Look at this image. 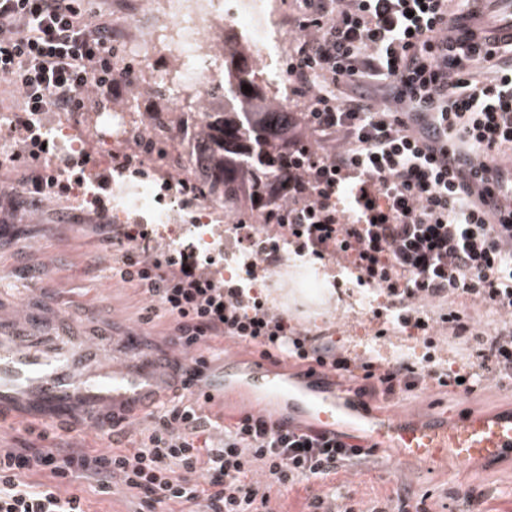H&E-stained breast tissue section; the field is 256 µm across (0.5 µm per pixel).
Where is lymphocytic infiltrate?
I'll return each mask as SVG.
<instances>
[{"instance_id": "f902f5d3", "label": "lymphocytic infiltrate", "mask_w": 512, "mask_h": 512, "mask_svg": "<svg viewBox=\"0 0 512 512\" xmlns=\"http://www.w3.org/2000/svg\"><path fill=\"white\" fill-rule=\"evenodd\" d=\"M482 0H328L288 63L293 92L320 87L301 116L309 136L292 134L287 214H270L273 231L316 255L353 259L361 285L380 289L385 314L429 336L425 302L466 295L500 317L494 332L477 331L467 314H441L456 335L475 344L478 364L437 371L400 361L367 369L384 394L428 382L473 392L487 372L512 383V166L499 153L512 144V48L468 28ZM494 81H476L477 67ZM0 80L19 97L12 124L19 145L9 156L26 196L65 198L75 167L88 156L62 158L40 127L50 110L80 112L84 95L121 94L126 78L112 68V27L82 11L78 0H0ZM359 97L339 101L340 84ZM348 190L352 223L336 211ZM96 220L112 244V274L150 300L174 323L175 344L197 350L184 366V390L208 377L204 352L212 339L288 352L305 365L349 371L347 356L289 338L280 315L244 288L199 270L192 248L140 254L136 235L112 229L105 204ZM195 401L169 403L141 433L137 447L0 448V512H86L84 497L62 491L78 480L101 493L120 480L137 512H274L271 502L304 482H324L369 450L309 427H287L255 413L224 427L221 445H201Z\"/></svg>"}]
</instances>
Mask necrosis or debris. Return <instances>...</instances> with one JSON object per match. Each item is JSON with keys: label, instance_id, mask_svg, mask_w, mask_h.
I'll return each mask as SVG.
<instances>
[{"label": "necrosis or debris", "instance_id": "obj_1", "mask_svg": "<svg viewBox=\"0 0 512 512\" xmlns=\"http://www.w3.org/2000/svg\"><path fill=\"white\" fill-rule=\"evenodd\" d=\"M269 0H236L232 11H225L224 0H151L144 17L145 36L126 37L114 41L112 62L119 71L136 72L145 58L140 46L162 39L170 47V71L177 74L180 86L205 93L224 64V50L218 35L226 19H236L246 38L267 57L278 56V33L270 23ZM96 137L106 145L124 142L134 125L125 108L115 107L88 116ZM214 204L202 205L189 223L176 221L174 208L164 206L154 184H126L114 191L112 212L123 217L125 212H139L144 224L157 225L170 240L191 235L198 252L219 256L227 252L224 238L212 226Z\"/></svg>", "mask_w": 512, "mask_h": 512}]
</instances>
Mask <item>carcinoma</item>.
<instances>
[{
	"instance_id": "carcinoma-1",
	"label": "carcinoma",
	"mask_w": 512,
	"mask_h": 512,
	"mask_svg": "<svg viewBox=\"0 0 512 512\" xmlns=\"http://www.w3.org/2000/svg\"><path fill=\"white\" fill-rule=\"evenodd\" d=\"M245 84L252 91L244 92ZM207 95L218 100L216 108L202 110L194 97H184L192 114L189 125L168 112L149 113L152 123L140 136L144 145L161 160L168 159L150 132L153 123L166 129L172 141L194 139L203 163L176 171L185 176L192 192L226 211L265 215L293 205L288 192L286 90L262 79L248 56L226 42L223 75L210 84Z\"/></svg>"
}]
</instances>
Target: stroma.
I'll return each mask as SVG.
<instances>
[{
    "label": "stroma",
    "instance_id": "stroma-1",
    "mask_svg": "<svg viewBox=\"0 0 512 512\" xmlns=\"http://www.w3.org/2000/svg\"><path fill=\"white\" fill-rule=\"evenodd\" d=\"M272 20L281 35L284 57H292L315 28H304L311 10L306 0H276ZM84 216L55 199L25 206L20 218L0 223V293L21 306L37 296L56 313L92 324L108 323L118 335L139 337L144 347L164 350L173 329L171 319L147 318L149 299L130 284L112 276V249L100 242V232L86 215L93 212L85 203ZM323 286L306 288L303 269L286 261L259 271L261 283L255 295L265 307L288 321L292 335H309L318 343L351 358L354 378H336L334 388L341 397L353 398L364 385L363 363L399 356L428 363L437 370L459 368L469 363L470 352L450 324L439 322L441 311H465L475 328L493 331L497 323L478 303L451 299L428 305L437 322L430 339L409 337L398 325L384 324L372 310L362 306L365 289L357 285L342 256L312 257ZM369 418L407 413L416 418L438 416L456 419L475 410L494 412L512 405V386L485 382L471 394L451 392L436 385L393 396L376 394L367 400ZM148 415L136 416L135 429L98 436L88 425L23 422L16 414L0 416V448H42L66 442L96 451L133 447L139 427ZM483 490L481 506H472L468 493ZM320 492L335 495L345 506L357 505L359 512L379 506L386 512H512V453L473 462L458 470L454 463L437 469H422L393 452L377 450L353 466L338 470L319 486Z\"/></svg>",
    "mask_w": 512,
    "mask_h": 512
}]
</instances>
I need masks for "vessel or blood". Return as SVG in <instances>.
Masks as SVG:
<instances>
[{
  "mask_svg": "<svg viewBox=\"0 0 512 512\" xmlns=\"http://www.w3.org/2000/svg\"><path fill=\"white\" fill-rule=\"evenodd\" d=\"M108 332L83 325L29 301L22 315L0 299V410L30 419L72 421L84 412L93 421L130 418L158 407L172 394L178 374L161 353L135 349L122 364L106 362ZM268 360L240 371L238 360H224L222 376L198 389L200 400L227 391L275 392L299 418L311 417L320 429L337 432L367 424L377 447L395 450L421 468L452 459L459 467L512 451V410L472 411L458 421L409 418L362 421L352 404L336 394L321 371L301 377L297 389L283 388Z\"/></svg>",
  "mask_w": 512,
  "mask_h": 512,
  "instance_id": "vessel-or-blood-1",
  "label": "vessel or blood"
}]
</instances>
